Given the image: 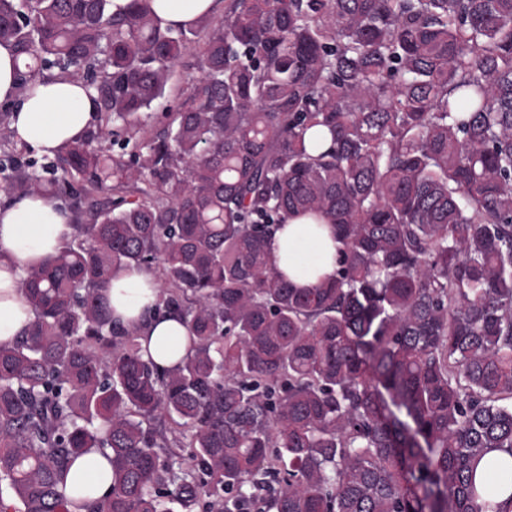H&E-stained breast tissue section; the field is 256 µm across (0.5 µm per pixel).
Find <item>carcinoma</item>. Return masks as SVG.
<instances>
[{"mask_svg":"<svg viewBox=\"0 0 512 512\" xmlns=\"http://www.w3.org/2000/svg\"><path fill=\"white\" fill-rule=\"evenodd\" d=\"M201 27V76L149 128ZM2 42L22 89L76 77L97 122L0 156L8 200L76 221L0 344V512L80 509L93 450L94 512H485L477 469L512 455V0H231L178 28L152 0H0ZM293 214L344 245L312 288L268 253ZM127 267L189 327L172 368L112 323ZM112 467L107 457L94 451L77 457L68 475L69 492L87 504L101 502L110 493Z\"/></svg>","mask_w":512,"mask_h":512,"instance_id":"obj_1","label":"carcinoma"}]
</instances>
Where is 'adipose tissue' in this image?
I'll return each instance as SVG.
<instances>
[{"label": "adipose tissue", "mask_w": 512, "mask_h": 512, "mask_svg": "<svg viewBox=\"0 0 512 512\" xmlns=\"http://www.w3.org/2000/svg\"><path fill=\"white\" fill-rule=\"evenodd\" d=\"M213 4L214 0H153L158 17L172 27L211 13ZM5 101L13 105V138L50 157L64 143L81 139L96 123L95 104L83 82L54 76L38 82L34 92L23 91L14 70V51L0 44V103ZM71 233L70 213L43 198L0 207V343L12 342L33 317L18 288L24 269L55 255ZM342 249L333 226L312 215L288 218L269 242L274 263L299 288L313 287L328 277ZM107 296L113 321L126 325L144 322L158 302L159 290L152 274L127 268L113 274ZM144 324L139 339L143 358L169 368L186 356L188 329L179 317ZM111 486L112 467L102 452L72 462L68 489L73 496L96 503L110 493Z\"/></svg>", "instance_id": "ef3b65f1"}]
</instances>
